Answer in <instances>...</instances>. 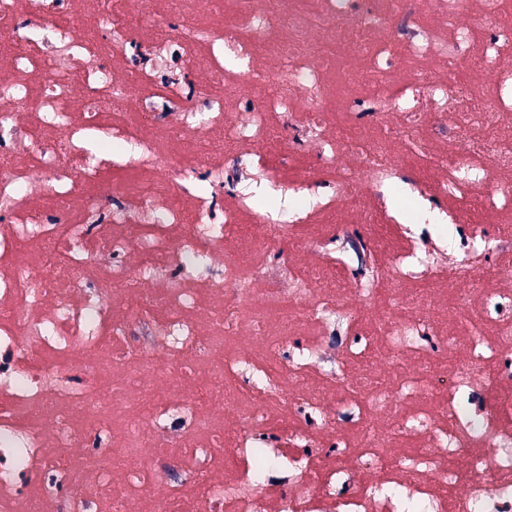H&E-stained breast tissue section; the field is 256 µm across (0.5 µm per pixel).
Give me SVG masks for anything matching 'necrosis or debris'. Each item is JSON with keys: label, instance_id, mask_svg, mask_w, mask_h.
Returning <instances> with one entry per match:
<instances>
[{"label": "necrosis or debris", "instance_id": "necrosis-or-debris-1", "mask_svg": "<svg viewBox=\"0 0 512 512\" xmlns=\"http://www.w3.org/2000/svg\"><path fill=\"white\" fill-rule=\"evenodd\" d=\"M137 4L0 0V512H512V0Z\"/></svg>", "mask_w": 512, "mask_h": 512}]
</instances>
